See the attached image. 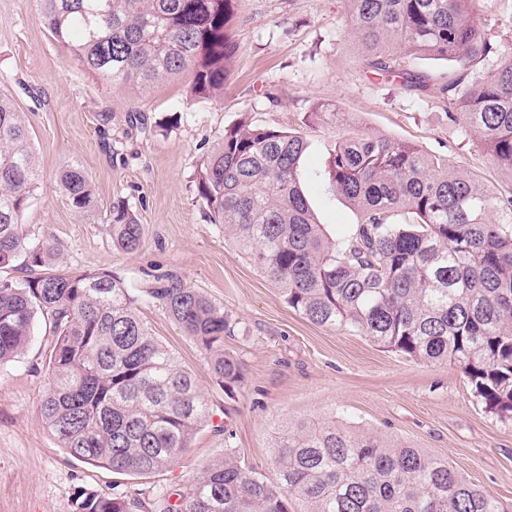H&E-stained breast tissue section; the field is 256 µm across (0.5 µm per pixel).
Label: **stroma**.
I'll list each match as a JSON object with an SVG mask.
<instances>
[{"label":"stroma","instance_id":"stroma-1","mask_svg":"<svg viewBox=\"0 0 512 512\" xmlns=\"http://www.w3.org/2000/svg\"><path fill=\"white\" fill-rule=\"evenodd\" d=\"M477 22L498 46L478 67L496 71L512 50V0H476ZM231 34L239 54L224 91L187 105L190 73L150 87H115L85 72L43 25L37 0H0V93L24 112L39 185L23 222L32 240L57 244L68 272H105L130 289L151 333L192 372L211 420L188 451L151 476L115 474L59 448L40 412L49 385L47 321H37L24 355L0 365V512H78L93 492L152 502L188 487L200 469L236 449L271 472V443L282 421L336 420L391 434L448 458L470 482L512 501V420L486 412L450 363L416 361L359 333L312 323L211 223L195 177L239 119L299 133L309 144V202L328 234H347L356 216L335 194L327 161L350 131L378 133L446 158L496 194L512 177L460 122L440 91L446 62L406 56L428 74L418 92L385 78L348 34L344 0H236ZM345 112L349 126L315 121L316 104ZM80 164L95 187L91 211L74 210L59 187ZM125 201L144 226L137 252L112 240L107 219ZM174 274L223 308L226 353L244 366L234 389L220 387L203 354L149 301L156 276Z\"/></svg>","mask_w":512,"mask_h":512}]
</instances>
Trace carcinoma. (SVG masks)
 I'll list each match as a JSON object with an SVG mask.
<instances>
[{
    "label": "carcinoma",
    "instance_id": "cac0c4a2",
    "mask_svg": "<svg viewBox=\"0 0 512 512\" xmlns=\"http://www.w3.org/2000/svg\"><path fill=\"white\" fill-rule=\"evenodd\" d=\"M41 18L88 73L112 86L153 84L188 68L191 97L224 89L238 47L233 0H39ZM349 32L368 64L409 88L423 77L404 54L452 64L443 91L494 162L512 177V52H497L473 16L474 0H346ZM300 135L244 120L224 136L195 183L213 224L311 322L343 328L413 360L457 366L488 412L512 419V195L499 196L417 146L350 133L328 174L357 213L348 235L329 238L302 186ZM27 119L0 95V270L17 260L46 272L0 277V365L49 322L48 432L70 456L115 473L168 467L210 421L194 374L152 336L126 285L107 273L55 269L60 248L32 242L22 224L37 189ZM71 207L89 211L88 174L59 176ZM112 240L133 253L143 225L123 202L108 218ZM198 346L215 379L231 388L241 362L224 352L229 319L177 276L148 291ZM275 479L232 448L158 512H512L442 459L388 433L336 421L282 422L271 445ZM79 512H145L136 498L91 493Z\"/></svg>",
    "mask_w": 512,
    "mask_h": 512
}]
</instances>
